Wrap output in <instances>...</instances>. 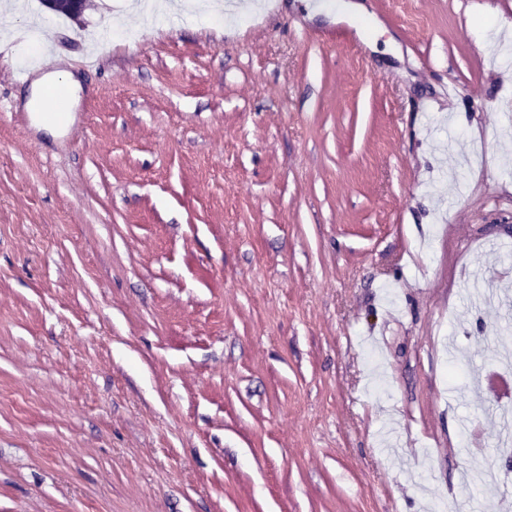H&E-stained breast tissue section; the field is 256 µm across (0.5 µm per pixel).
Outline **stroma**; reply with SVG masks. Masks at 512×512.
<instances>
[{"label": "stroma", "instance_id": "stroma-1", "mask_svg": "<svg viewBox=\"0 0 512 512\" xmlns=\"http://www.w3.org/2000/svg\"><path fill=\"white\" fill-rule=\"evenodd\" d=\"M344 2L0 13V512H512V0ZM67 81L72 89L71 95L68 98L69 103L67 109L61 112H75L77 99L73 94L74 89L78 88V81L74 78L73 74L65 71H53L44 74L33 82V95L26 103V107L30 112H45L50 108V103L41 97V92L45 88L55 86L56 84Z\"/></svg>", "mask_w": 512, "mask_h": 512}]
</instances>
